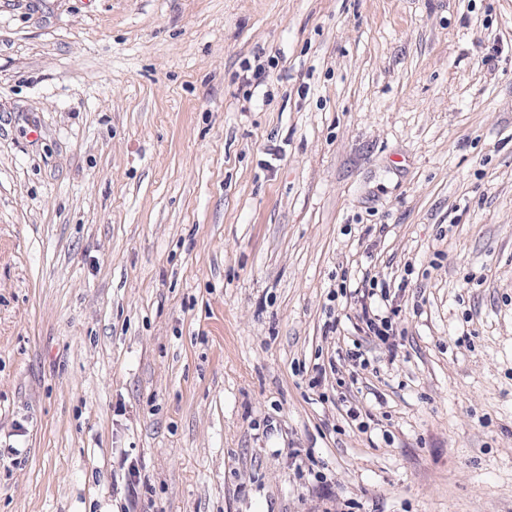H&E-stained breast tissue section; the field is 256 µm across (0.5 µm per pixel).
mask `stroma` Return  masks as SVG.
Wrapping results in <instances>:
<instances>
[{"label": "stroma", "instance_id": "1", "mask_svg": "<svg viewBox=\"0 0 512 512\" xmlns=\"http://www.w3.org/2000/svg\"><path fill=\"white\" fill-rule=\"evenodd\" d=\"M130 504L512 512V0H0V512ZM359 317L365 326L362 328V331L366 336L378 340L383 345H388L391 349L395 346L392 342H389L392 336L390 334L392 325L391 321L388 320V316L382 317L376 314L370 305L368 306L366 303H362Z\"/></svg>", "mask_w": 512, "mask_h": 512}]
</instances>
